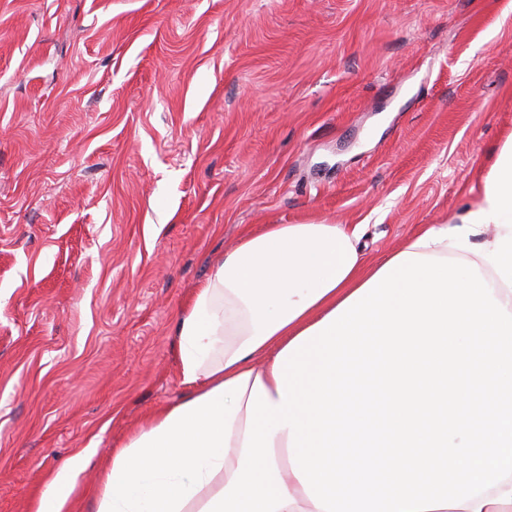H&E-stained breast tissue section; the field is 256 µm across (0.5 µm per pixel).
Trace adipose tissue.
<instances>
[{"label": "adipose tissue", "instance_id": "ef3b65f1", "mask_svg": "<svg viewBox=\"0 0 512 512\" xmlns=\"http://www.w3.org/2000/svg\"><path fill=\"white\" fill-rule=\"evenodd\" d=\"M363 234L268 224L219 258L176 321L185 393L113 450L95 512H512V135L458 221L372 266ZM368 371L407 449L386 461L347 405ZM442 403L483 421V452L462 425L413 453ZM83 462L37 512H71Z\"/></svg>", "mask_w": 512, "mask_h": 512}]
</instances>
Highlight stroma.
I'll return each mask as SVG.
<instances>
[{"mask_svg": "<svg viewBox=\"0 0 512 512\" xmlns=\"http://www.w3.org/2000/svg\"><path fill=\"white\" fill-rule=\"evenodd\" d=\"M512 0H0V512L179 397L177 317L268 224L368 263L479 202Z\"/></svg>", "mask_w": 512, "mask_h": 512, "instance_id": "stroma-1", "label": "stroma"}]
</instances>
